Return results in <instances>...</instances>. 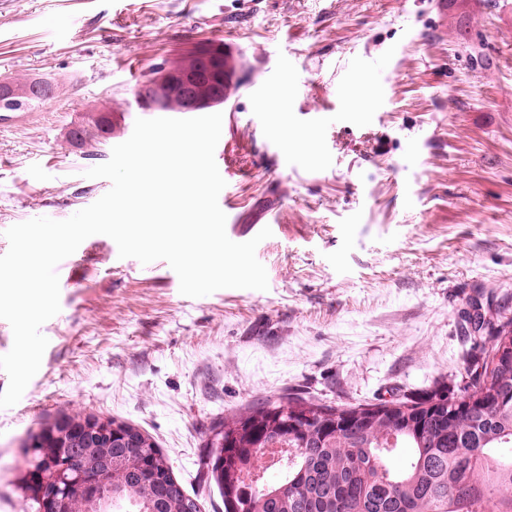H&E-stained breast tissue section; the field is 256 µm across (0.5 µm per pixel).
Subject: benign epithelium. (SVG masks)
<instances>
[{"instance_id":"7a95c632","label":"benign epithelium","mask_w":512,"mask_h":512,"mask_svg":"<svg viewBox=\"0 0 512 512\" xmlns=\"http://www.w3.org/2000/svg\"><path fill=\"white\" fill-rule=\"evenodd\" d=\"M232 58L221 47H206L195 52V64L190 70H183L175 61L158 66L150 77L139 87L136 103L144 112H155L175 101L184 113L200 112L217 107L231 94L230 64ZM54 94V85L41 79H29L18 86L10 82H0V110L13 111V107L21 98L43 100ZM98 125L93 132L104 140L112 136V108L105 106L95 110ZM89 129L82 121L72 126L66 138L76 150L85 147ZM92 435L106 441V447H112V439L117 432L112 421L105 418H94L80 425L62 427V431L54 434V441L61 447H67L75 441ZM63 468L76 475L79 491L96 509H106L112 504V484L100 476L87 474V466L81 460L68 454L64 456ZM39 492L47 501L61 502L64 487L60 484V474L40 473L34 481Z\"/></svg>"}]
</instances>
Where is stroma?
<instances>
[{
  "mask_svg": "<svg viewBox=\"0 0 512 512\" xmlns=\"http://www.w3.org/2000/svg\"><path fill=\"white\" fill-rule=\"evenodd\" d=\"M207 44L238 60L224 177L240 241L272 230L256 249L269 287L188 297L166 261L84 240L40 328L41 367L0 409V512H31L25 444L63 413L138 427L200 512H224L204 465L224 418L290 393L342 405L455 390L466 314L512 318V0H448L444 15L432 0H0V79L59 86L0 125V255L9 227L109 190L85 172L111 144L76 151L66 130L107 105L126 140L138 85ZM280 92L299 114L349 111L352 93L386 107L354 126L289 123L313 157L287 161L272 120H253Z\"/></svg>",
  "mask_w": 512,
  "mask_h": 512,
  "instance_id": "35a3bbf8",
  "label": "stroma"
}]
</instances>
